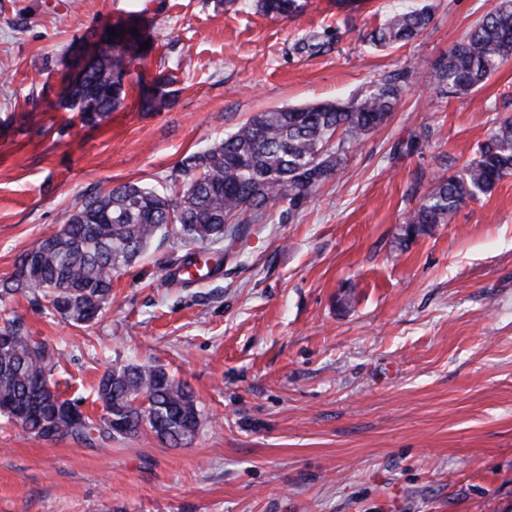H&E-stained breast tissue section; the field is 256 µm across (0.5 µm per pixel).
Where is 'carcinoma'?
I'll use <instances>...</instances> for the list:
<instances>
[{
	"instance_id": "obj_1",
	"label": "carcinoma",
	"mask_w": 512,
	"mask_h": 512,
	"mask_svg": "<svg viewBox=\"0 0 512 512\" xmlns=\"http://www.w3.org/2000/svg\"><path fill=\"white\" fill-rule=\"evenodd\" d=\"M270 16H288L298 0H258ZM430 7L393 14L370 34L376 47L405 44L431 23ZM105 31L94 53L69 82L66 102L86 121L118 109L125 99V76L143 57L147 42L133 22ZM139 31L135 36L132 31ZM512 57V0H500L455 45L434 71L450 95L478 89ZM408 76L397 74L343 103L321 101L257 112L224 140L182 163L185 182L171 192L136 183L119 185L88 198L63 218L62 233L25 251L13 276L0 281V303L23 287L36 288L50 314L74 324H90L112 304V278L164 233L189 245L212 248L235 236L271 206L293 209L337 170L345 145L385 124L395 111ZM512 176V120L504 121L478 148L460 174L440 176L410 212L404 239L433 224H444L468 201L493 191ZM0 416L40 440L69 438L104 450L112 440L144 428L170 447L188 445L202 422V410L187 385L152 361L106 367L95 388L102 414L94 419L81 405L53 390L61 351L44 337L25 331L17 318L0 326Z\"/></svg>"
}]
</instances>
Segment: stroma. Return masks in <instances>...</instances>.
I'll use <instances>...</instances> for the list:
<instances>
[{"label":"stroma","instance_id":"35a3bbf8","mask_svg":"<svg viewBox=\"0 0 512 512\" xmlns=\"http://www.w3.org/2000/svg\"><path fill=\"white\" fill-rule=\"evenodd\" d=\"M304 2L271 17L253 0H0V279L89 196L172 184L255 113L408 75L389 121L300 207L246 225L212 277L175 278L186 248L159 237L91 324L29 288L0 306L59 345L56 388L84 410L100 414L108 363L151 359L204 413L187 446L144 430L106 453L0 416V512H512V176L448 223L402 230L435 178L512 119V59L464 95L432 77L499 0ZM423 5L420 36L368 43ZM128 20L148 50L120 108L85 122L65 85L101 29ZM323 33L319 52L299 49Z\"/></svg>","mask_w":512,"mask_h":512}]
</instances>
